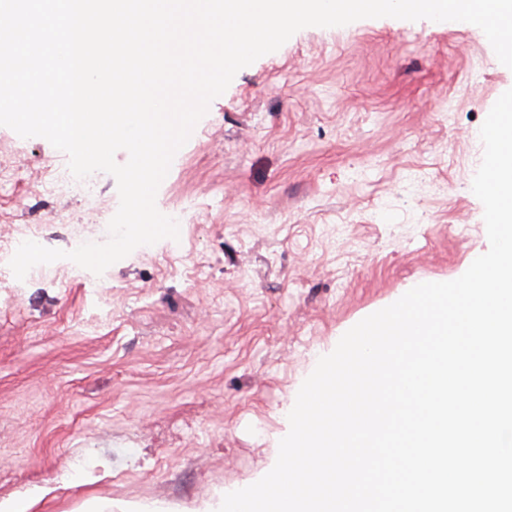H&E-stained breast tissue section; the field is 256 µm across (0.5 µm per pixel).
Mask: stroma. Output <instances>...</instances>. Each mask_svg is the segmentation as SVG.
I'll use <instances>...</instances> for the list:
<instances>
[{
    "mask_svg": "<svg viewBox=\"0 0 512 512\" xmlns=\"http://www.w3.org/2000/svg\"><path fill=\"white\" fill-rule=\"evenodd\" d=\"M509 89L483 32L428 19L306 27L241 69L157 191L179 240L99 276L62 259L0 283V500L199 512L263 477L315 359L488 250L478 134ZM67 165L0 126V236L36 224L49 248L94 241L73 227L111 220L116 180L99 173L92 212L46 191Z\"/></svg>",
    "mask_w": 512,
    "mask_h": 512,
    "instance_id": "stroma-1",
    "label": "stroma"
}]
</instances>
